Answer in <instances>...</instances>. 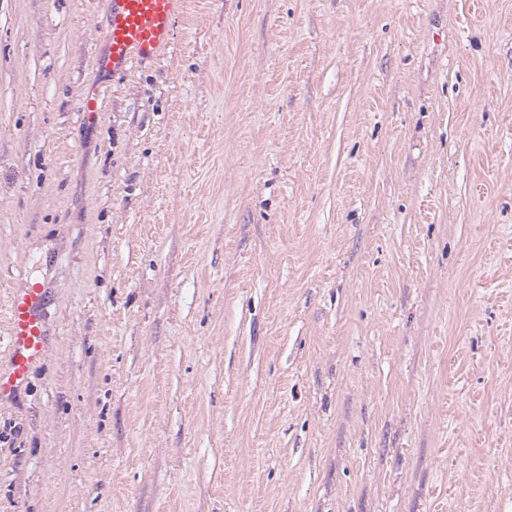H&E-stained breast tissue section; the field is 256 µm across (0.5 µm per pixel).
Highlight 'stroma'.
Here are the masks:
<instances>
[{
  "instance_id": "stroma-1",
  "label": "stroma",
  "mask_w": 512,
  "mask_h": 512,
  "mask_svg": "<svg viewBox=\"0 0 512 512\" xmlns=\"http://www.w3.org/2000/svg\"><path fill=\"white\" fill-rule=\"evenodd\" d=\"M0 0V512H512V0ZM105 31L102 52L93 59L95 78L85 85L80 100L81 120L97 126L109 87L101 77L124 73L134 64L154 62L168 50L176 19L187 0H101ZM45 291L26 284L10 295L6 319L7 361L0 364V402L15 397L31 369L49 352Z\"/></svg>"
}]
</instances>
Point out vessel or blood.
<instances>
[{
	"label": "vessel or blood",
	"instance_id": "b4317fda",
	"mask_svg": "<svg viewBox=\"0 0 512 512\" xmlns=\"http://www.w3.org/2000/svg\"><path fill=\"white\" fill-rule=\"evenodd\" d=\"M187 0H101L105 31L102 52L93 59L95 77L80 100L81 120L98 125L108 89L106 79L134 64L154 62L168 50L176 19ZM7 361L0 364V402L15 397L31 369L49 352L45 320V291L35 284L15 289L9 299L6 319Z\"/></svg>",
	"mask_w": 512,
	"mask_h": 512
}]
</instances>
